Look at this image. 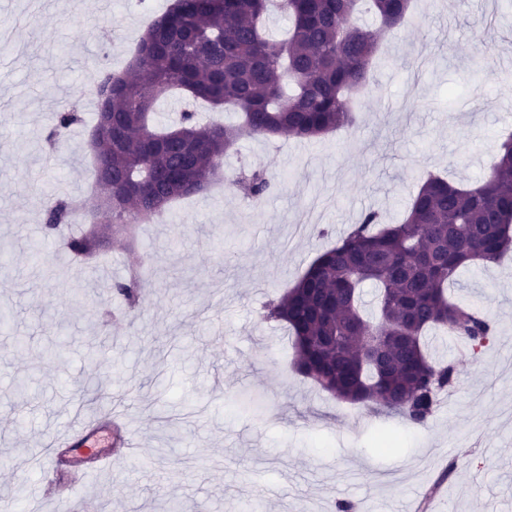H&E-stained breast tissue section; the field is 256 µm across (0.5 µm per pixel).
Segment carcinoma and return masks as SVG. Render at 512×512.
Here are the masks:
<instances>
[{"label":"carcinoma","instance_id":"obj_1","mask_svg":"<svg viewBox=\"0 0 512 512\" xmlns=\"http://www.w3.org/2000/svg\"><path fill=\"white\" fill-rule=\"evenodd\" d=\"M276 5L292 19L282 39L263 29ZM363 6L385 33L403 23L411 0H178L140 38L132 56L137 65L103 68L95 88L96 123L112 116V136L100 133L95 141L96 184L101 197L112 196V209L100 212V226L65 237L78 203L51 194L45 236H61L72 259H91L100 227L130 231L202 191L242 138L311 139L355 126V96L368 84L379 51L378 35L357 24ZM173 90L215 112L231 108L239 121L204 122L186 111L159 126L156 104ZM80 122L72 108L55 113L47 142H63ZM227 180L255 199L270 187L263 171ZM511 251L512 134L501 138L496 161L477 184L459 186L431 174L397 223L364 212L266 304L263 319L288 328L298 374L341 401L383 406L422 425L457 380L452 364L430 357L425 334L438 329L476 354L495 332L488 315L452 300L448 288L465 269L493 268ZM146 262L136 256L129 281L111 291L135 299ZM366 281L378 288L370 315L359 303Z\"/></svg>","mask_w":512,"mask_h":512}]
</instances>
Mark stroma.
<instances>
[{
  "instance_id": "stroma-1",
  "label": "stroma",
  "mask_w": 512,
  "mask_h": 512,
  "mask_svg": "<svg viewBox=\"0 0 512 512\" xmlns=\"http://www.w3.org/2000/svg\"><path fill=\"white\" fill-rule=\"evenodd\" d=\"M151 0H0L15 17L0 50V496L16 512H512V262L471 266L453 294L495 334L478 355L430 337L459 372L421 426L368 415L293 368L284 325L263 321L328 245L369 209L396 218L427 173L469 186L512 131V12L500 0H413L380 39L359 123L314 139H243L229 170L271 177L261 202L233 189L173 204L168 224L112 228L99 257L71 264L42 240L44 192L95 191L87 154L101 67H126ZM81 112L45 166L61 108ZM149 255L135 302L110 294L131 254ZM264 409L240 408V394ZM111 402L138 458L83 477L32 457L64 425ZM402 446L380 452L379 426Z\"/></svg>"
}]
</instances>
